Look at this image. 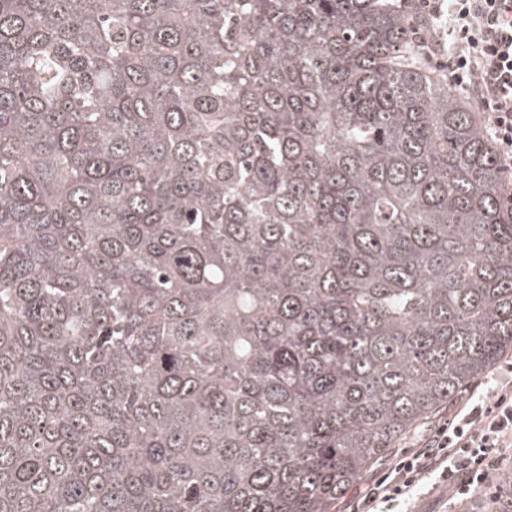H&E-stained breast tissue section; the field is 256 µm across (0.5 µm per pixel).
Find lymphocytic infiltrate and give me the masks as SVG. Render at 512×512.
I'll use <instances>...</instances> for the list:
<instances>
[{
	"mask_svg": "<svg viewBox=\"0 0 512 512\" xmlns=\"http://www.w3.org/2000/svg\"><path fill=\"white\" fill-rule=\"evenodd\" d=\"M433 24H447L453 46L439 65L450 84L475 99L503 166L512 165V0H420ZM512 449V380L438 426L428 442L403 453L368 487L359 512L409 505L424 479L453 500L487 487Z\"/></svg>",
	"mask_w": 512,
	"mask_h": 512,
	"instance_id": "lymphocytic-infiltrate-1",
	"label": "lymphocytic infiltrate"
}]
</instances>
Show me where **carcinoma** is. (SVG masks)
I'll return each instance as SVG.
<instances>
[{"instance_id": "carcinoma-1", "label": "carcinoma", "mask_w": 512, "mask_h": 512, "mask_svg": "<svg viewBox=\"0 0 512 512\" xmlns=\"http://www.w3.org/2000/svg\"><path fill=\"white\" fill-rule=\"evenodd\" d=\"M512 349V186L390 0H0V512H333Z\"/></svg>"}]
</instances>
